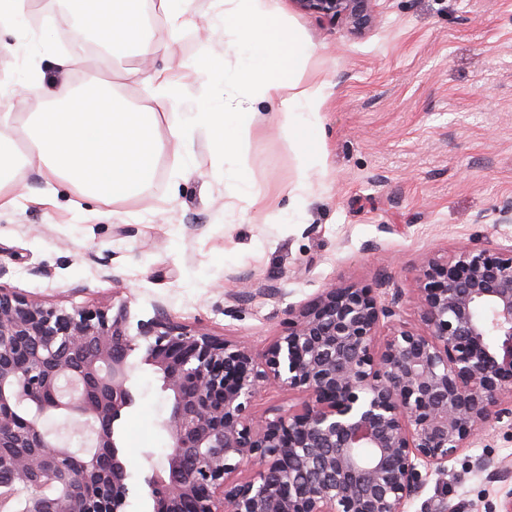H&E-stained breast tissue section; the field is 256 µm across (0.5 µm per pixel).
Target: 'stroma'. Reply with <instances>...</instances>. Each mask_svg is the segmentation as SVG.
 Listing matches in <instances>:
<instances>
[{
  "label": "stroma",
  "mask_w": 512,
  "mask_h": 512,
  "mask_svg": "<svg viewBox=\"0 0 512 512\" xmlns=\"http://www.w3.org/2000/svg\"><path fill=\"white\" fill-rule=\"evenodd\" d=\"M52 20L20 50L0 53L12 82L0 91V113L24 130L43 102L25 90L36 70L58 81L102 79L132 105L148 103L135 59L106 65L88 57L78 73L57 71L56 55L73 40L62 0H30ZM286 23L313 48L306 82L324 84L319 128L308 135L323 164L312 170L303 216L263 223L261 208L291 203L299 155L274 113L258 103L260 120L244 147L257 204L233 197L215 175V147L198 133L191 164L173 152L153 184L107 205L63 181L27 171L13 204L0 209V286L65 309L129 308L137 328L164 307L175 320L244 342L263 356L289 309L325 285L355 283L379 296L401 292L400 318L416 322L413 299L422 257L463 247L512 243V224L497 210L512 203V0H377V25L352 33L344 24L276 0ZM214 0H189L177 38L149 19L147 37L162 44L156 66H168L187 99L197 79L192 64L225 54L233 30L213 28ZM272 286L237 302V277ZM131 360L134 405L115 424L126 460L124 512H151L145 483L165 461L170 438L161 427L166 395L154 367ZM486 457L489 470L469 468ZM512 491V429L495 424L428 482L406 512L424 503L466 502L468 512H497Z\"/></svg>",
  "instance_id": "stroma-1"
}]
</instances>
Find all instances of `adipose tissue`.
Masks as SVG:
<instances>
[{
    "label": "adipose tissue",
    "mask_w": 512,
    "mask_h": 512,
    "mask_svg": "<svg viewBox=\"0 0 512 512\" xmlns=\"http://www.w3.org/2000/svg\"><path fill=\"white\" fill-rule=\"evenodd\" d=\"M98 2L93 22L78 29L74 48L60 67L82 61L87 39L103 48L108 62L155 55L145 36L146 0ZM221 2V22L236 26L239 33L236 65L230 69L224 59L206 56L194 63L201 81L167 134L159 132V114L179 102L156 69L144 74L153 106L135 108L112 85L85 82L75 87L36 75L30 90L43 98L45 109L29 114L24 141H17L10 113L0 114V207L13 202L17 179L26 170L66 179L107 204L125 201L151 185L165 146L187 152L201 130L211 135L217 167L233 194L252 198L254 184L243 148L259 121L255 104L277 100L293 142L320 125L324 99L319 86L304 80L313 52L283 23L275 0ZM216 81L240 87L245 100L233 111H218L212 87Z\"/></svg>",
    "instance_id": "adipose-tissue-1"
}]
</instances>
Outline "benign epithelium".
<instances>
[{"label": "benign epithelium", "instance_id": "obj_1", "mask_svg": "<svg viewBox=\"0 0 512 512\" xmlns=\"http://www.w3.org/2000/svg\"><path fill=\"white\" fill-rule=\"evenodd\" d=\"M375 2L296 0L354 32L376 23ZM413 299L412 324L397 319L400 293L331 283L288 313L259 361L162 307L133 336L124 302L69 312L0 287V469L66 486L26 512H122L113 425L134 403L130 357L143 346L170 401L153 512H404L486 423L512 427V244L425 257ZM70 384L68 420L114 450L110 469L96 452L71 469V449L16 416L19 400L58 409ZM269 387L296 403L258 417Z\"/></svg>", "mask_w": 512, "mask_h": 512}]
</instances>
